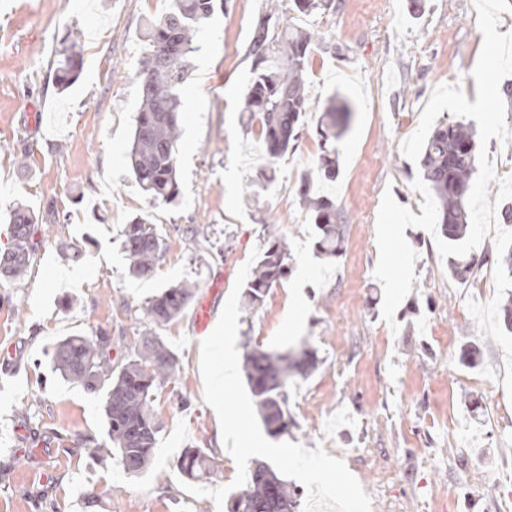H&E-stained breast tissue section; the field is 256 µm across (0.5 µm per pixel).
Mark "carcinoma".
<instances>
[{
  "instance_id": "cac0c4a2",
  "label": "carcinoma",
  "mask_w": 512,
  "mask_h": 512,
  "mask_svg": "<svg viewBox=\"0 0 512 512\" xmlns=\"http://www.w3.org/2000/svg\"><path fill=\"white\" fill-rule=\"evenodd\" d=\"M228 0H172L168 11L149 21L146 49L139 69L140 99L127 164L143 193L152 201L175 202L179 196L176 148L180 139V90L190 76L189 59L199 46L197 36L217 5ZM299 13H326L334 0H290ZM281 0H268L267 10L254 27L249 45L252 76L245 92V111L260 124L265 152L277 158L295 146L303 117L310 111L306 74L317 34L281 22ZM58 86L65 90L80 73V58L62 50ZM352 111L348 100L333 96L323 106L317 124L322 156L317 170L301 181V200L315 224L316 251L328 258L340 252L342 231L336 224V205L327 196L312 194L316 180L333 182L338 175L336 141L348 131ZM421 177L440 206L442 231L450 243L468 235V195L476 171V142L472 125L462 121L439 123L421 152ZM275 169L260 168L246 186L253 199L270 188ZM37 216L22 206L14 210L15 243L0 252V276L17 281L30 259ZM122 247L130 273L148 276L162 250L152 224L139 217L125 225ZM288 243L272 240L258 256L242 297L246 307L261 305L272 286L288 275ZM195 284L185 281L166 288L147 302L145 317L157 326L180 315L194 296ZM112 338L103 330L60 341L55 371L90 391H103L108 437L125 471L138 475L152 460L159 426L152 412L154 389L176 372L175 354L156 336H146L135 358L121 363L112 356ZM316 366L314 353L246 349L243 360L248 385L268 434L288 429L286 398L291 378L305 376ZM212 467L203 448H186L177 461L187 479H201ZM235 512H294L295 490L270 466L258 463L234 501Z\"/></svg>"
}]
</instances>
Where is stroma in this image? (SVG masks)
I'll return each instance as SVG.
<instances>
[{
	"mask_svg": "<svg viewBox=\"0 0 512 512\" xmlns=\"http://www.w3.org/2000/svg\"><path fill=\"white\" fill-rule=\"evenodd\" d=\"M335 11L289 13L319 41L307 75L308 133L275 162V186L259 205L246 185L267 158L259 123L242 110L251 77L248 46L264 0H229L202 26L182 88L178 204L151 203L126 155L139 104L145 27L169 0H0V250L21 204L53 217L37 225L20 287L0 281V512H217L191 495L176 469L183 449L209 454L207 490L226 486L236 464L218 444L204 399L195 316L220 317L253 248L286 239L288 276L262 305L240 312L237 345L307 347L317 367L288 386L291 423L282 439L339 454L370 500V512H457L473 498L498 512L470 476L472 455L487 470L512 465V400L502 386V348L482 336L467 309L475 283L497 265L493 238L467 253V278L450 276L433 235L404 231L417 252L416 279L382 318L375 223L384 192L421 215L413 187L419 165L402 142L419 127L435 88L477 97L472 71L483 46L473 0H335ZM77 33L82 69L55 86L58 50ZM353 116L339 145L335 183L316 191L336 203L343 252L314 250L301 203V176L321 154L314 132L334 93ZM138 216L155 225L162 251L150 276L128 273L121 231ZM196 285L191 304L150 328L143 308L161 289ZM107 331L122 360L145 331L170 347L177 372L154 391L160 433L150 469L127 474L111 444L102 396L52 368L58 341ZM456 430H449V418ZM392 476L378 487L380 468Z\"/></svg>",
	"mask_w": 512,
	"mask_h": 512,
	"instance_id": "1",
	"label": "stroma"
}]
</instances>
